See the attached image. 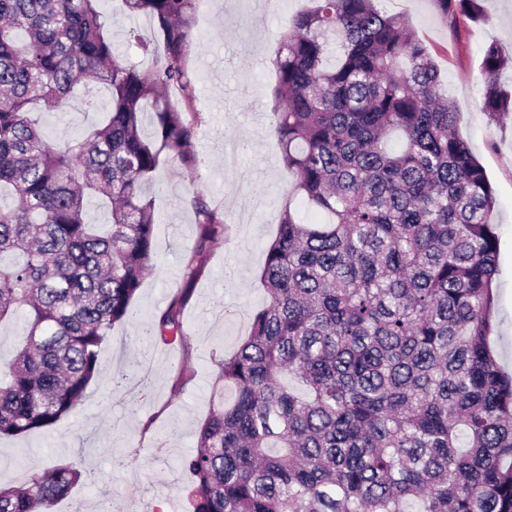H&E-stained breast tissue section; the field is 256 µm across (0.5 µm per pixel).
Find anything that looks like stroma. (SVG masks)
<instances>
[{
  "label": "stroma",
  "instance_id": "obj_1",
  "mask_svg": "<svg viewBox=\"0 0 512 512\" xmlns=\"http://www.w3.org/2000/svg\"><path fill=\"white\" fill-rule=\"evenodd\" d=\"M311 0H279L262 13L248 0H196L189 47L195 105L201 121L195 172L165 162L150 182L157 227L148 275L133 301L140 321L113 326L100 354V370L86 396L55 426L0 439V485L58 460L81 472L56 512H186L189 476L182 461L196 446L210 412L218 362L249 328L248 316L264 301L259 281L263 249L277 231L289 176L269 128L276 75L272 61L292 18ZM486 20L460 15L449 21L435 0H384L418 34L440 70V91L458 113L457 133L482 165L495 197L492 221L499 238L495 330L492 340L512 371V114L493 120L483 110L480 65L497 44L512 53V0H483ZM113 44L132 64L145 59L126 42L130 27L151 36L154 25L129 16L121 0H105ZM83 114L80 97L43 115L55 143L63 144L97 123ZM203 196L225 220L206 246L194 282L185 262L200 241L190 204ZM195 255V254H194ZM192 293L184 308L186 337L164 344L142 334L181 288ZM130 373L122 384L114 377Z\"/></svg>",
  "mask_w": 512,
  "mask_h": 512
}]
</instances>
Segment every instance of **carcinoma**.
Wrapping results in <instances>:
<instances>
[{
  "label": "carcinoma",
  "instance_id": "1",
  "mask_svg": "<svg viewBox=\"0 0 512 512\" xmlns=\"http://www.w3.org/2000/svg\"><path fill=\"white\" fill-rule=\"evenodd\" d=\"M101 0H0V323L26 332L0 366V437L46 429L83 400L112 326L152 260L146 185L195 171L188 74L195 0H123L157 27L113 45ZM281 35L271 130L291 176L264 251V305L220 363L223 385L183 461L194 512H512V374L491 341L498 237L483 168L417 33L379 0H315ZM483 20L480 0H436ZM482 60L483 109L512 112ZM98 83L106 119L59 146L36 108ZM111 222L87 219V201ZM300 201L328 216L302 223ZM201 244L222 217L196 196ZM185 288L149 334L184 338ZM71 464L0 487V512H54Z\"/></svg>",
  "mask_w": 512,
  "mask_h": 512
}]
</instances>
